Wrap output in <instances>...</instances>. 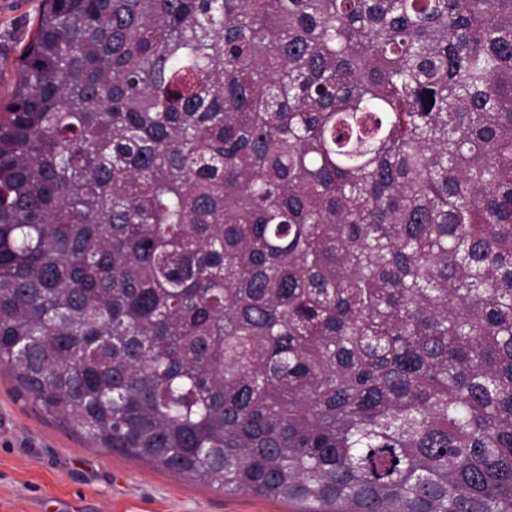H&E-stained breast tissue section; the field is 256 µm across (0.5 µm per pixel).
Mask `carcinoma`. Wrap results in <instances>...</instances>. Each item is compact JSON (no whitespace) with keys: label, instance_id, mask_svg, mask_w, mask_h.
<instances>
[{"label":"carcinoma","instance_id":"carcinoma-1","mask_svg":"<svg viewBox=\"0 0 512 512\" xmlns=\"http://www.w3.org/2000/svg\"><path fill=\"white\" fill-rule=\"evenodd\" d=\"M0 103V367L309 512H512V0H43Z\"/></svg>","mask_w":512,"mask_h":512}]
</instances>
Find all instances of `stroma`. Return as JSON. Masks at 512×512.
<instances>
[{
	"label": "stroma",
	"instance_id": "stroma-1",
	"mask_svg": "<svg viewBox=\"0 0 512 512\" xmlns=\"http://www.w3.org/2000/svg\"><path fill=\"white\" fill-rule=\"evenodd\" d=\"M42 0H0V100ZM0 512H302L298 503L228 493L195 476L93 445L46 413L0 369Z\"/></svg>",
	"mask_w": 512,
	"mask_h": 512
}]
</instances>
